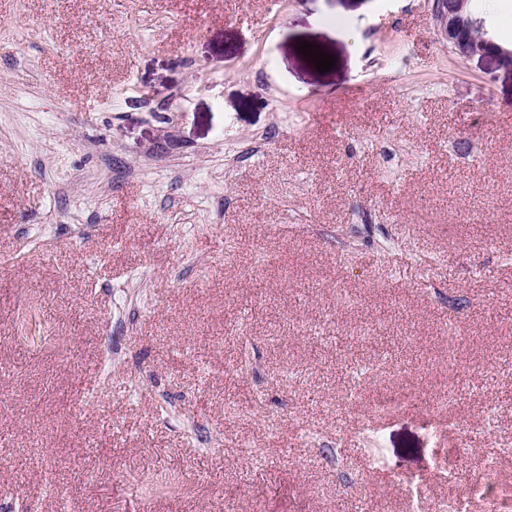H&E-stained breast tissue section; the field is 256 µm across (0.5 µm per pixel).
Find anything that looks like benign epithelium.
<instances>
[{
  "label": "benign epithelium",
  "instance_id": "obj_1",
  "mask_svg": "<svg viewBox=\"0 0 512 512\" xmlns=\"http://www.w3.org/2000/svg\"><path fill=\"white\" fill-rule=\"evenodd\" d=\"M442 5L437 21L442 34L448 40V46L458 57L494 54L501 60L512 53L486 36L481 21L463 15L462 5L458 0H442Z\"/></svg>",
  "mask_w": 512,
  "mask_h": 512
}]
</instances>
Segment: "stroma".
I'll use <instances>...</instances> for the list:
<instances>
[{
  "label": "stroma",
  "mask_w": 512,
  "mask_h": 512,
  "mask_svg": "<svg viewBox=\"0 0 512 512\" xmlns=\"http://www.w3.org/2000/svg\"><path fill=\"white\" fill-rule=\"evenodd\" d=\"M433 6L0 0V512H442L434 409L512 488V67ZM442 5V10L436 16L437 21L442 34L448 40V46L458 57L468 58L478 54L494 53L503 62V57L512 53L486 36L480 20L463 15L462 5L458 0H444Z\"/></svg>",
  "instance_id": "35a3bbf8"
}]
</instances>
